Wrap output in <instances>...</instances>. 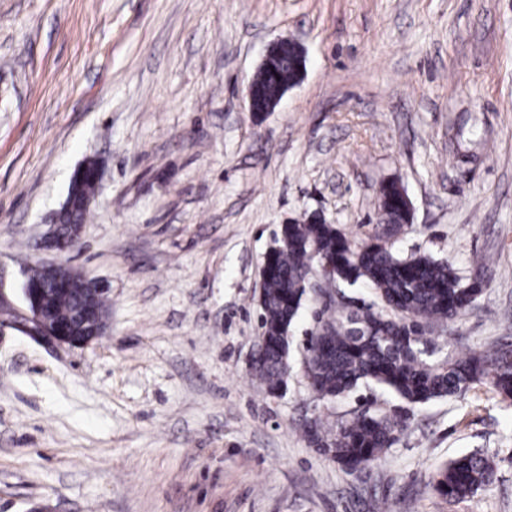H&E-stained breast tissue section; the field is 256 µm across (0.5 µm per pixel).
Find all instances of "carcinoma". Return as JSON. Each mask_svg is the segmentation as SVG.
<instances>
[{
	"label": "carcinoma",
	"mask_w": 512,
	"mask_h": 512,
	"mask_svg": "<svg viewBox=\"0 0 512 512\" xmlns=\"http://www.w3.org/2000/svg\"><path fill=\"white\" fill-rule=\"evenodd\" d=\"M294 79L292 61L284 56L259 71L255 84L267 98ZM380 207L383 223L361 244L316 217L281 225L279 248L264 257L261 335L249 362L251 375L271 394L285 384L290 327L310 292L312 273L327 259L336 270L328 285L365 282L381 308L351 302L344 310L326 306L318 313L304 369L319 400L335 402L365 384L380 386L415 406L462 396L484 384L512 401V342L453 356L427 335L432 324L453 323L475 307L482 291L478 276L464 277L448 262L426 254L393 252L391 238L407 227L409 215L396 183L382 187ZM78 305L75 295L58 296L57 320L71 319ZM407 420L406 414L365 408L332 424L319 416L307 417L300 430L309 447L356 475L399 442ZM494 480L493 456L476 448L441 466L432 486L442 497L464 499L475 497Z\"/></svg>",
	"instance_id": "cac0c4a2"
}]
</instances>
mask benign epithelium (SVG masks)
I'll list each match as a JSON object with an SVG mask.
<instances>
[{"mask_svg": "<svg viewBox=\"0 0 512 512\" xmlns=\"http://www.w3.org/2000/svg\"><path fill=\"white\" fill-rule=\"evenodd\" d=\"M103 176V163L89 159L74 171L66 200L53 216V224L43 238L44 247L60 255L71 252L79 242L83 225H65L66 220L79 207L91 204L93 197H81L77 188L85 181L97 187ZM47 280L25 278L21 288L25 309L20 315V328L28 336L39 342L53 345H84L105 335L107 317L98 304L97 298L106 294L107 289L99 282L82 278L77 285L69 276V266L55 262L43 266ZM54 287L59 291H68L74 287L85 293L84 302L76 312V323H61L53 319V310L47 299L46 290Z\"/></svg>", "mask_w": 512, "mask_h": 512, "instance_id": "7a95c632", "label": "benign epithelium"}]
</instances>
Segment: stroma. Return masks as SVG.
Here are the masks:
<instances>
[{
    "label": "stroma",
    "mask_w": 512,
    "mask_h": 512,
    "mask_svg": "<svg viewBox=\"0 0 512 512\" xmlns=\"http://www.w3.org/2000/svg\"><path fill=\"white\" fill-rule=\"evenodd\" d=\"M306 69L248 110L269 47ZM104 164L70 267L109 288V329L47 345L14 325L24 271L75 169ZM398 183L406 254L483 268L475 307L433 338L512 339V0H0V512H512V403L410 410L364 478L308 447L303 374L323 301L291 332L282 395L249 372L263 258L320 216L354 242ZM485 448L494 484L452 501L436 470Z\"/></svg>",
    "instance_id": "stroma-1"
}]
</instances>
